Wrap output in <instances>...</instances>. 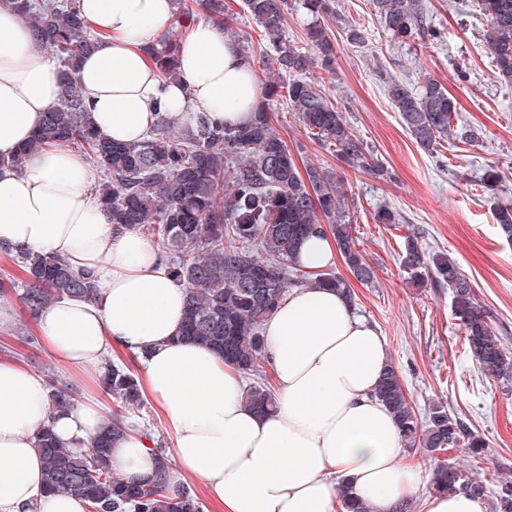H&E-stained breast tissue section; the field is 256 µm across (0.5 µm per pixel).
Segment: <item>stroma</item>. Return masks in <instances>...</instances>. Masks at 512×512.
Masks as SVG:
<instances>
[{
  "mask_svg": "<svg viewBox=\"0 0 512 512\" xmlns=\"http://www.w3.org/2000/svg\"><path fill=\"white\" fill-rule=\"evenodd\" d=\"M423 3L435 38L393 45L370 0H337L336 16L326 20L336 39L335 68L311 71L386 175L347 167L294 113L276 110L273 122L300 165L331 170L344 183L353 234L376 272L373 283L354 284V307L383 336L417 415L444 405L487 439L480 457L460 445L440 459L485 484L484 512H495L497 485L512 481V387L479 369L453 316L447 285L433 278L413 282L400 266V253L409 231L422 229L424 251H444L459 262L496 335L512 350V244L500 237L493 219L496 203L512 201V85L496 77L485 43L487 21L476 0ZM351 22L364 28V43L347 41ZM391 76L413 87L436 79L457 102L458 131H477L478 139H452L432 152L421 149L386 95L385 80ZM490 169L503 177L504 190L495 199L481 187ZM384 207L396 214V223L376 222ZM32 327L20 314L0 329V358L68 383L67 372L42 345L23 343Z\"/></svg>",
  "mask_w": 512,
  "mask_h": 512,
  "instance_id": "1",
  "label": "stroma"
}]
</instances>
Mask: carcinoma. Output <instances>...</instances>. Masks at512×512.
<instances>
[{
  "mask_svg": "<svg viewBox=\"0 0 512 512\" xmlns=\"http://www.w3.org/2000/svg\"><path fill=\"white\" fill-rule=\"evenodd\" d=\"M11 4L58 61L64 81L57 107L46 114L30 143L9 157L0 156V170L21 172L30 153L57 143L83 153L101 174L98 196L112 223L154 236L162 245L169 273L187 287L180 338L222 354L253 377L246 402L261 412L276 410L264 370L269 357L262 326L288 289L307 283L309 273L293 260L300 242L327 230L351 274L363 283L374 279L346 219L341 179L312 165L299 167L272 123L274 101L284 84L286 109L319 143L334 148L336 157L350 168L384 171L357 140L341 106L310 78L316 64L325 71L334 68L336 46L321 19L337 13L336 0H302L301 7L312 21L296 41L285 35L290 0H242L243 15L255 22L261 42L253 43L246 34L233 36V41L248 60L258 58L271 76L252 122L226 128L198 113L184 126L173 128L162 119L139 143L113 142L89 120L74 72L95 46V36L76 9V0H11ZM477 6L487 19L486 42L497 78L512 84V0H477ZM371 8L395 43L404 44L428 29L421 0H372ZM200 13L227 31L235 21L224 12V0H175L174 25L183 29ZM178 45L168 38L149 52L165 80L177 78ZM386 93L422 149L432 151L453 135L457 102L438 81L428 79L416 89L391 78ZM494 218L501 236L512 242V203L497 204ZM254 241L261 242L263 256L249 249ZM0 255L21 278L17 283L0 282V294H17L22 311L33 319L59 297L90 300L96 294L92 277L75 273L59 255L26 252L7 243H0ZM400 264L414 281L432 274L448 284L452 312L475 361L486 375L512 385V352L495 335L491 316L478 304L473 283L460 265L444 252L425 254L414 234L405 241ZM322 283L353 299L344 277L325 273ZM102 381L114 402L112 426L89 448L66 447L49 424L38 431L45 491L82 500L85 512H202V503L189 488L170 494L171 460L159 443L151 448L159 461L154 484L127 482L113 471L111 448L121 435L125 415L143 402L136 372L128 365L108 363ZM74 395L73 389L51 381L50 410L72 407ZM376 396L397 419L409 448H421L431 457L462 440L475 456L486 448L485 437L470 432L442 405L430 409L427 420L419 419L391 362ZM433 486L438 493L485 496L481 483L464 480L462 473L442 461L434 469ZM340 494L345 512H370L348 486H340ZM497 507L499 512H512V482L501 485Z\"/></svg>",
  "mask_w": 512,
  "mask_h": 512,
  "instance_id": "carcinoma-1",
  "label": "carcinoma"
}]
</instances>
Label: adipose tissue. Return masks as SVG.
Here are the masks:
<instances>
[{"mask_svg": "<svg viewBox=\"0 0 512 512\" xmlns=\"http://www.w3.org/2000/svg\"><path fill=\"white\" fill-rule=\"evenodd\" d=\"M99 39L76 73L93 125L122 143L142 141L159 119L204 112L247 124L259 100L253 66L222 26L200 22L183 37L179 78L160 80L148 51L168 29L172 0H76ZM62 72L45 45L0 0V155L27 143L59 102ZM0 240L52 252L97 285L95 301L62 298L35 325L45 349L85 379V399L51 414L48 383L0 360V512H85L82 500L43 492L36 434L83 448L111 423L101 378L113 345L139 356L136 374L171 441L170 487L201 480L216 512H336L335 478L373 512H400L421 480L399 428L375 395L385 340L336 290L289 289L264 325L278 409L244 402L242 373L222 355L179 340L187 289L168 275L139 231L114 229L88 166L66 148L33 152L24 172L0 170ZM336 242L304 239L295 262L312 273L335 264ZM146 424L129 417L111 451L126 481L151 484Z\"/></svg>", "mask_w": 512, "mask_h": 512, "instance_id": "1", "label": "adipose tissue"}]
</instances>
